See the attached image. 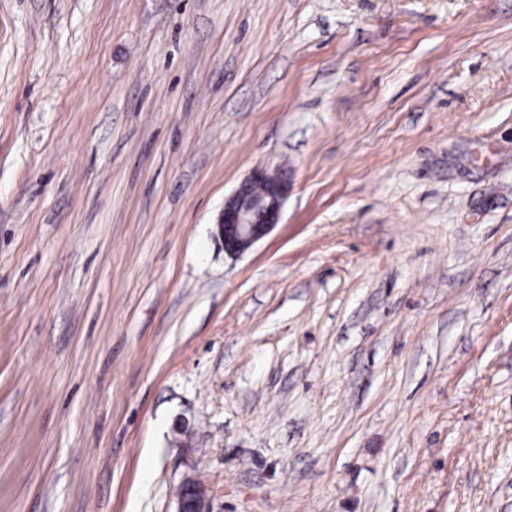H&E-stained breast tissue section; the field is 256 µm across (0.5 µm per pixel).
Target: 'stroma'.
Returning a JSON list of instances; mask_svg holds the SVG:
<instances>
[{
  "label": "stroma",
  "mask_w": 512,
  "mask_h": 512,
  "mask_svg": "<svg viewBox=\"0 0 512 512\" xmlns=\"http://www.w3.org/2000/svg\"><path fill=\"white\" fill-rule=\"evenodd\" d=\"M188 477L512 512V0H0V512ZM289 190L287 177L254 169L224 200L214 234L221 249L238 257L264 239L278 224Z\"/></svg>",
  "instance_id": "obj_1"
}]
</instances>
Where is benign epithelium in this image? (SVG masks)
Here are the masks:
<instances>
[{"label":"benign epithelium","instance_id":"obj_1","mask_svg":"<svg viewBox=\"0 0 512 512\" xmlns=\"http://www.w3.org/2000/svg\"><path fill=\"white\" fill-rule=\"evenodd\" d=\"M288 178L255 169L224 199L214 234L224 252L238 257L264 239L279 223L288 197ZM177 512H210L200 483L188 478L177 494Z\"/></svg>","mask_w":512,"mask_h":512}]
</instances>
